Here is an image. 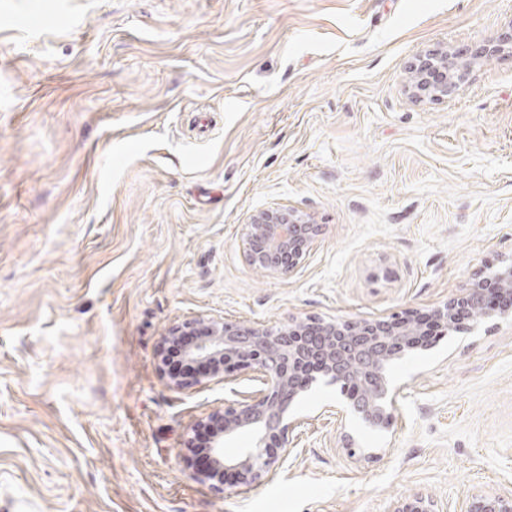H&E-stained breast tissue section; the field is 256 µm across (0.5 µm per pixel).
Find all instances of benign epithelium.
<instances>
[{"label":"benign epithelium","instance_id":"benign-epithelium-1","mask_svg":"<svg viewBox=\"0 0 512 512\" xmlns=\"http://www.w3.org/2000/svg\"><path fill=\"white\" fill-rule=\"evenodd\" d=\"M512 50V23L497 44L479 50L455 48L430 51L410 65L411 93L445 100L454 96L469 75L472 62ZM320 225L292 207H273L252 215L241 239L246 262L268 277L292 273L310 253ZM512 318V262L475 279L465 292L428 311L406 310L388 317L356 319H292L280 326L246 324L228 318L200 316L186 320L163 336L172 340L194 329L203 337L188 347L196 361H221L210 377L235 372L256 382L254 389L205 419L190 432L219 420L224 435L212 445V470H198L202 482L233 475L234 486L256 488L271 480L288 457V435L295 425L293 407L319 379L340 387L344 400L330 409L344 432L343 447H355L346 423L355 417L373 430L390 429L396 421L399 389L387 369L407 353L425 349L449 334L470 331L480 318ZM248 433L251 445L237 455L224 454V441ZM392 512H438L426 495L400 499ZM460 512H512V494L466 497Z\"/></svg>","mask_w":512,"mask_h":512}]
</instances>
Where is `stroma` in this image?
Here are the masks:
<instances>
[{"label":"stroma","instance_id":"35a3bbf8","mask_svg":"<svg viewBox=\"0 0 512 512\" xmlns=\"http://www.w3.org/2000/svg\"><path fill=\"white\" fill-rule=\"evenodd\" d=\"M512 0H0V512H458L512 493V324L390 370L392 430L343 448L301 399L257 488L198 481L189 427L252 389H176L169 328L205 315L422 312L512 259V53L444 101L409 65L480 47ZM320 224L289 276L245 261L251 216ZM435 507L432 497L421 494L397 500L391 512H439Z\"/></svg>","mask_w":512,"mask_h":512}]
</instances>
